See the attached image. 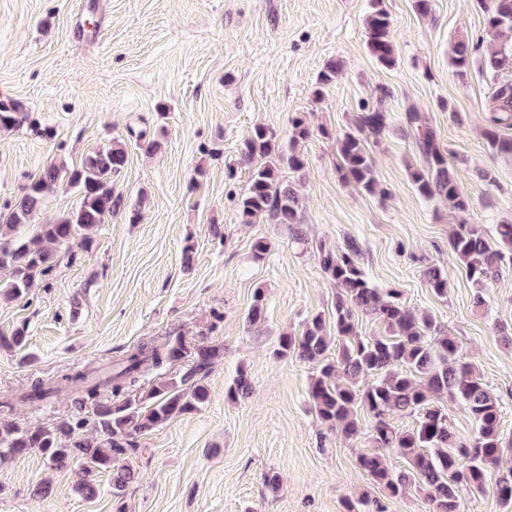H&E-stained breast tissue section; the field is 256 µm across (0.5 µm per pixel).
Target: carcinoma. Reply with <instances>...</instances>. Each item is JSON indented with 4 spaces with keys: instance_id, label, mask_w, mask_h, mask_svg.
<instances>
[{
    "instance_id": "carcinoma-1",
    "label": "carcinoma",
    "mask_w": 512,
    "mask_h": 512,
    "mask_svg": "<svg viewBox=\"0 0 512 512\" xmlns=\"http://www.w3.org/2000/svg\"><path fill=\"white\" fill-rule=\"evenodd\" d=\"M480 3L486 35L476 40L456 37L451 64L460 81L467 79L474 64L492 76L495 89L484 113L482 136L493 154L511 158L512 0ZM365 46L380 66L390 69L397 64L393 21L383 0H373L366 19ZM27 120L22 103L0 100V129L19 127ZM402 120L422 157L420 165L408 166V182L419 196L446 202L460 217L449 246L474 289L473 305L481 307L487 288L512 266V222L495 226L493 245L480 225L467 223L463 216L470 211L472 200L449 162L447 147L414 107L407 109ZM392 123L390 113L364 105L353 124L336 136L338 169L344 181L372 195L386 194L375 174L369 142H378ZM291 127L286 150L276 133L262 124L255 125L243 140L241 160L250 175L238 212L243 224L266 219L288 226L291 243L301 248L307 244L300 222L302 198L285 179L283 168L296 172L304 168L298 146L312 131L303 115L292 117ZM127 162L125 145L112 141L87 154L77 168L51 164L24 189L9 212L0 213V270L6 272L0 279L1 297H23L36 280L49 276L59 265L61 244L81 232L84 246H89L90 233L112 214L123 209L130 223L138 222L143 201L127 207L112 190V177ZM63 179L78 188L79 207L51 224H31L45 193ZM29 224L32 232L18 235V229ZM360 256L354 240L334 250L320 249L322 272L336 288L332 321L320 313L312 316L300 334L280 337L277 356L291 354L315 366L310 401L322 423L346 438L364 430L369 433L371 449L359 454L356 462L385 497L397 498L416 486L424 492L429 512H462V490L484 493L488 469L499 463L503 452L498 400L464 355L458 339L431 316L411 311L401 301L399 289L374 287L361 268ZM422 276L436 296L448 295L447 270L431 264ZM359 314L375 318L385 334L358 336ZM265 318V295L258 288L247 321L254 326ZM184 354L186 347L180 338L157 345L141 343L126 349L110 368L68 369L33 380L20 401L40 404L69 392L72 414L51 428L23 430L0 423V464L36 449L57 469L78 466L77 490L87 498L95 495L94 477L103 473L111 476L115 492L122 491L135 476L131 465L138 453L135 436L197 411L208 401L202 374L220 356L212 347L197 348L192 365L179 379L171 378L135 395L146 368L163 369ZM102 388L111 389L113 400L98 403L93 414L86 415V403L98 398ZM445 395L468 414L473 436L457 434L448 412L439 406V398ZM395 413L415 417V425L409 430L395 428L391 423ZM386 449L404 458L406 467L391 468L383 454ZM496 492L504 503L512 502V469L500 477ZM344 512L384 510L379 499L364 493L346 499Z\"/></svg>"
}]
</instances>
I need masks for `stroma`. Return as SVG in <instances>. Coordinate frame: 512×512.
<instances>
[{
    "label": "stroma",
    "mask_w": 512,
    "mask_h": 512,
    "mask_svg": "<svg viewBox=\"0 0 512 512\" xmlns=\"http://www.w3.org/2000/svg\"><path fill=\"white\" fill-rule=\"evenodd\" d=\"M383 2L398 59L391 69L365 48L370 0H0V99L29 114L0 129V213L49 164L79 166L115 139L128 162L112 188L142 205L139 223L117 213L89 247L61 245L60 265L27 295L0 298V333L27 336L24 348L0 347V396L166 336L221 352L204 378L205 406L138 436L135 479L122 497L103 474L96 496L84 497L74 469L30 451L0 465V512H343L346 497L372 492L356 464L366 435L327 430L310 408L311 366L274 355L282 334L300 333L315 314L331 317L336 290L318 249L350 239L371 283L400 289L408 307L456 336L498 396L502 466L489 469L482 495L464 497L462 512H512L495 493L512 467V345L495 332L512 326V269L474 306L448 246L447 205L407 182V166L420 161L411 138L394 129L372 148L385 197L341 179L335 139L362 105L397 120L416 107L452 153L472 199L467 222L489 234L512 220V159L491 154L481 136L493 83L475 67L458 80L450 64L457 36L483 35L484 13L477 0H433L425 17L414 0ZM331 59L344 70L319 85ZM297 113L313 130L300 145L304 168L286 174L304 199V251L287 226L244 224L237 211L248 186L244 138L263 124L288 142ZM143 135L160 142L157 154L140 149ZM480 170L492 181L479 180ZM214 224L223 238L212 236ZM258 239L268 245L259 261ZM431 264L448 270L446 297L422 277ZM259 288L266 320L253 327L247 313ZM242 371L250 393L229 399ZM71 413L62 396L16 403L0 421L49 428Z\"/></svg>",
    "instance_id": "stroma-1"
}]
</instances>
